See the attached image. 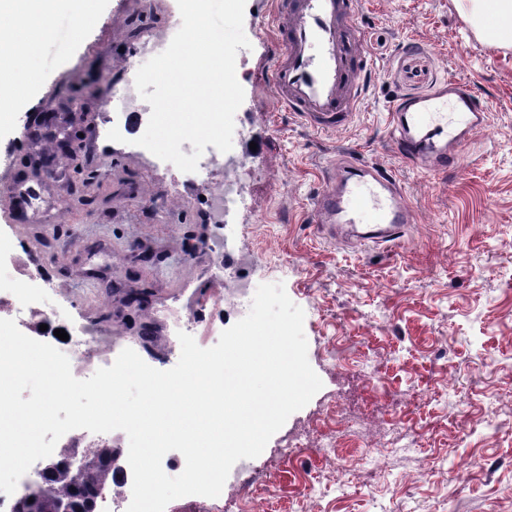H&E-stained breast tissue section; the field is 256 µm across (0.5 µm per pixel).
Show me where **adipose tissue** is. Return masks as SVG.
Masks as SVG:
<instances>
[{"label":"adipose tissue","instance_id":"obj_1","mask_svg":"<svg viewBox=\"0 0 512 512\" xmlns=\"http://www.w3.org/2000/svg\"><path fill=\"white\" fill-rule=\"evenodd\" d=\"M61 0H0V131L15 127L18 107L34 94L35 85L16 87L14 72L52 34V19ZM477 33L501 45H512V0H464Z\"/></svg>","mask_w":512,"mask_h":512}]
</instances>
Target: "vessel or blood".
Masks as SVG:
<instances>
[{"mask_svg":"<svg viewBox=\"0 0 512 512\" xmlns=\"http://www.w3.org/2000/svg\"><path fill=\"white\" fill-rule=\"evenodd\" d=\"M357 0H274L270 87L277 104L297 113L321 132L348 124L362 98L371 58L354 22ZM454 99L470 117L467 132L452 133L434 123L432 112L444 99ZM488 106L461 84L451 81L438 91L401 97L389 112L397 151L426 170L454 168L468 140L478 131ZM318 224H365L363 240L394 241L400 228L416 217L396 180L387 172L346 158L333 168L312 202Z\"/></svg>","mask_w":512,"mask_h":512,"instance_id":"obj_1","label":"vessel or blood"}]
</instances>
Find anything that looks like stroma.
<instances>
[{
	"mask_svg": "<svg viewBox=\"0 0 512 512\" xmlns=\"http://www.w3.org/2000/svg\"><path fill=\"white\" fill-rule=\"evenodd\" d=\"M269 2L246 0L250 45L236 58L244 101L224 156L245 206L221 225L200 205L204 185L135 145L144 132L137 113L128 116L131 143L102 133L110 83L150 34L179 30L176 0H101L86 23L79 0H65L29 62L38 91L15 132L0 136L11 173L41 195L36 214L0 222V270L22 247L55 286L44 300L59 313L56 328L119 336L168 370L181 350L176 321L195 317L216 284L235 287L236 265L258 255L252 277L283 283L303 309L308 359L323 382L259 457L268 475L260 512H512V46L478 38L458 0H359L375 71L346 127L324 133L275 104L261 28ZM446 79L489 112L459 165L429 175L396 153L388 110ZM39 116L51 117L56 138H24ZM69 132L79 136L78 167L47 176L41 164ZM348 154L390 170L402 187L416 221L397 243L343 241L314 223L313 199ZM84 184L94 203L61 223V207ZM174 194L180 205L167 207ZM142 291L148 303L128 304ZM340 336L350 358L335 362ZM336 410L346 417L349 481L337 483L335 457L308 449L291 472L281 443L308 438ZM396 419L410 451L393 439ZM367 448L385 449L383 463L364 461ZM483 457L498 464L493 480L476 471L454 482L462 461ZM306 485L315 489L307 499Z\"/></svg>",
	"mask_w": 512,
	"mask_h": 512,
	"instance_id": "35a3bbf8",
	"label": "stroma"
}]
</instances>
